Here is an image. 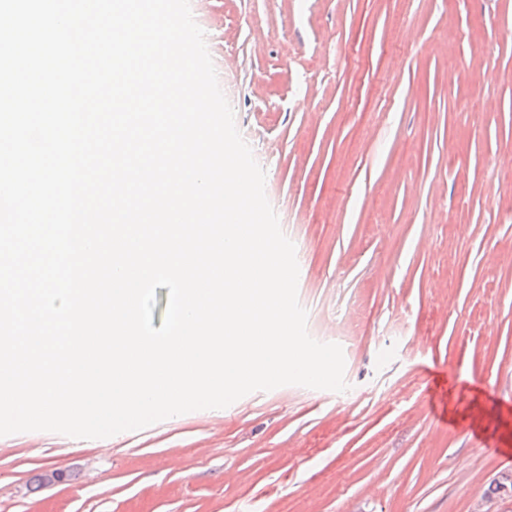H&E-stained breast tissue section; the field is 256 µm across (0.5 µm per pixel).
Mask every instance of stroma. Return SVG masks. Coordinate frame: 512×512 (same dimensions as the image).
I'll return each instance as SVG.
<instances>
[{
    "label": "stroma",
    "instance_id": "obj_1",
    "mask_svg": "<svg viewBox=\"0 0 512 512\" xmlns=\"http://www.w3.org/2000/svg\"><path fill=\"white\" fill-rule=\"evenodd\" d=\"M190 4L348 389L0 436V512H512V0Z\"/></svg>",
    "mask_w": 512,
    "mask_h": 512
}]
</instances>
